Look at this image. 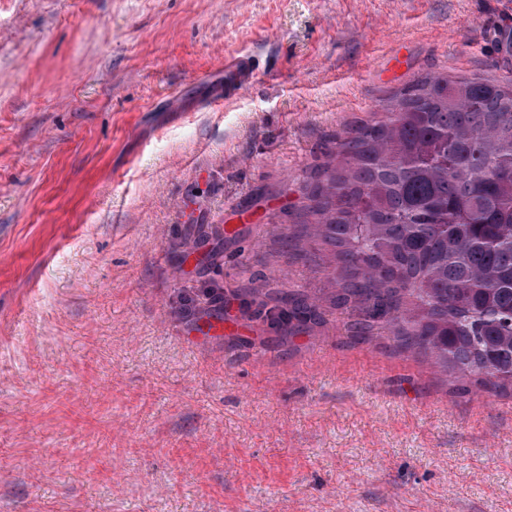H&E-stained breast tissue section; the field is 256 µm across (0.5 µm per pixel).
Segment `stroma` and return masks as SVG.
I'll list each match as a JSON object with an SVG mask.
<instances>
[{"label":"stroma","instance_id":"35a3bbf8","mask_svg":"<svg viewBox=\"0 0 512 512\" xmlns=\"http://www.w3.org/2000/svg\"><path fill=\"white\" fill-rule=\"evenodd\" d=\"M509 30L512 0H0V512H512V394L352 338L327 247L285 245L347 127L512 74ZM263 275L318 324L250 319ZM224 77L229 76L228 83L224 82V95L231 94L229 85H246L251 82L254 75V66L247 56H241L234 59L231 63L224 66Z\"/></svg>","mask_w":512,"mask_h":512}]
</instances>
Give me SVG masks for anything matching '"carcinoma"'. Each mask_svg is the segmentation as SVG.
<instances>
[{
  "label": "carcinoma",
  "mask_w": 512,
  "mask_h": 512,
  "mask_svg": "<svg viewBox=\"0 0 512 512\" xmlns=\"http://www.w3.org/2000/svg\"><path fill=\"white\" fill-rule=\"evenodd\" d=\"M293 247L330 248L327 301L393 328L458 391H512V76H426L336 141ZM245 292L288 334L318 300Z\"/></svg>",
  "instance_id": "carcinoma-1"
}]
</instances>
